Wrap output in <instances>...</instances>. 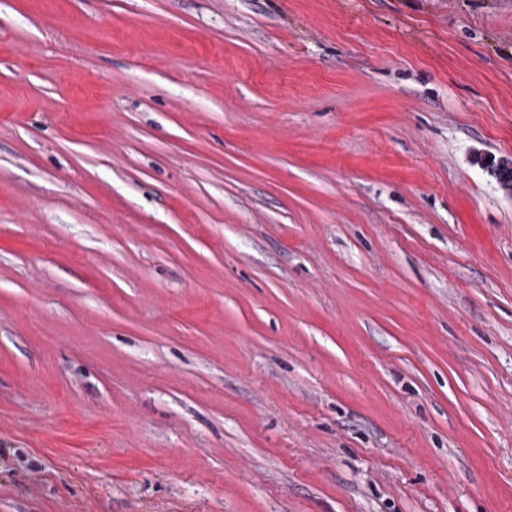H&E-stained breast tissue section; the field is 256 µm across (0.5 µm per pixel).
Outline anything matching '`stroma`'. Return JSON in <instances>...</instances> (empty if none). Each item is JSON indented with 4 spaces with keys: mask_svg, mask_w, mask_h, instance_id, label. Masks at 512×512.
Returning <instances> with one entry per match:
<instances>
[{
    "mask_svg": "<svg viewBox=\"0 0 512 512\" xmlns=\"http://www.w3.org/2000/svg\"><path fill=\"white\" fill-rule=\"evenodd\" d=\"M512 0H0V512H512Z\"/></svg>",
    "mask_w": 512,
    "mask_h": 512,
    "instance_id": "stroma-1",
    "label": "stroma"
}]
</instances>
